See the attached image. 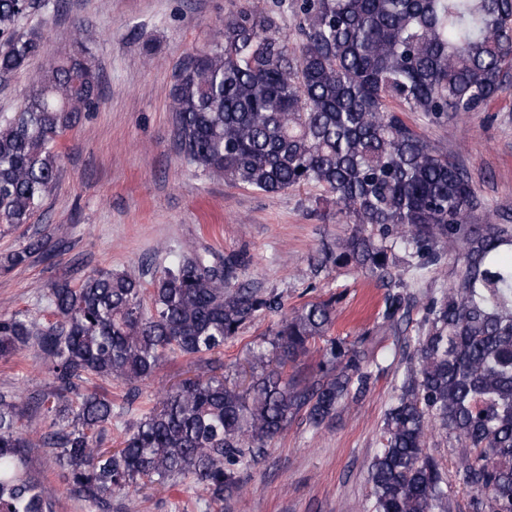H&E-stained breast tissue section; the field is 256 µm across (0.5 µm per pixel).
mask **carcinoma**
Here are the masks:
<instances>
[{
	"mask_svg": "<svg viewBox=\"0 0 512 512\" xmlns=\"http://www.w3.org/2000/svg\"><path fill=\"white\" fill-rule=\"evenodd\" d=\"M46 0H0V79L41 54L19 21ZM300 15L298 40L275 13L239 7L220 40L185 57L172 88L179 153L208 175L267 194L314 186L354 225L322 264L387 278L377 327L408 314L402 258L413 279L453 256L448 286L428 297L417 361L406 367L370 464L371 512H451L448 487L469 512H512V225L492 223L470 173L410 124L482 112L512 70V0H276ZM99 73L82 45L49 64L19 109L0 116V224H25L54 189L59 139L96 109ZM485 223H479V219ZM31 240L11 265L40 252ZM241 256L195 251L151 288L101 270L46 295L55 321L0 314V359L33 349L48 387L34 398L46 430L33 442L15 397L0 394V512H54L28 467L46 449L93 512L112 496L192 475L212 501L242 493L240 468L302 412L321 426L372 382L369 336L330 339L316 371L284 375L335 321L336 297L283 312L281 296L237 281ZM281 314L271 351L252 352L249 387L218 374L214 354L263 314ZM195 376L165 390L124 435L103 447L112 399L87 385L112 380L133 396L167 354ZM461 450L442 469L428 432Z\"/></svg>",
	"mask_w": 512,
	"mask_h": 512,
	"instance_id": "cac0c4a2",
	"label": "carcinoma"
}]
</instances>
